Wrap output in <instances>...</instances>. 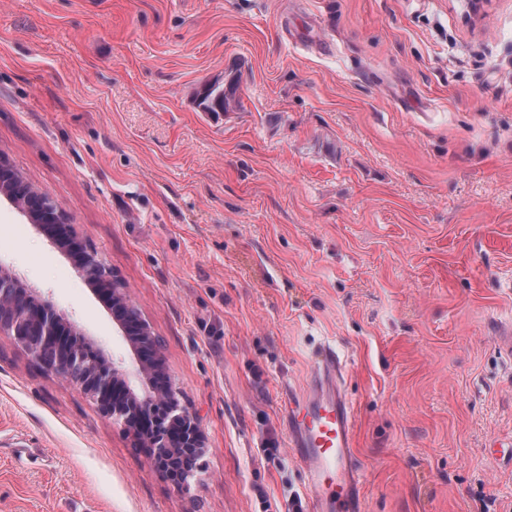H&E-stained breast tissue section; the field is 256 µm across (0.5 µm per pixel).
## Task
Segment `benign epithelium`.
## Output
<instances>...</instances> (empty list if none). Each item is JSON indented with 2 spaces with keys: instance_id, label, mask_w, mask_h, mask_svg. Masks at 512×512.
I'll list each match as a JSON object with an SVG mask.
<instances>
[{
  "instance_id": "obj_1",
  "label": "benign epithelium",
  "mask_w": 512,
  "mask_h": 512,
  "mask_svg": "<svg viewBox=\"0 0 512 512\" xmlns=\"http://www.w3.org/2000/svg\"><path fill=\"white\" fill-rule=\"evenodd\" d=\"M0 194L15 204L23 205L37 223L48 224L74 232L49 197L42 193L19 199L16 190L0 184ZM82 273L87 282L109 295L114 307L127 318L138 322L131 338L133 348L145 354L138 365V374L148 380L158 371L160 346L150 324L138 318L127 303L121 281L113 276L95 253L82 256ZM0 334L32 358L64 379L77 382L97 403L102 414L128 429L138 427L147 412L157 415L159 425L143 446L152 468L157 472L174 469L179 473L176 488L186 490L199 471V461L207 452L206 440L195 414L183 407L178 391L169 380L154 388L150 395L140 397L134 392L120 391L122 370L99 348L89 349L91 341L69 324L44 301L36 303L24 288L0 265Z\"/></svg>"
}]
</instances>
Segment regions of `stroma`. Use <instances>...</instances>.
Wrapping results in <instances>:
<instances>
[{
    "label": "stroma",
    "instance_id": "stroma-1",
    "mask_svg": "<svg viewBox=\"0 0 512 512\" xmlns=\"http://www.w3.org/2000/svg\"><path fill=\"white\" fill-rule=\"evenodd\" d=\"M0 155L122 281L208 448L177 491L0 335V512H310L281 407L327 346L364 512H512V0H0ZM0 265L140 388L1 195ZM198 106L203 112H226L230 106V98L224 92V86L213 83L206 85L200 92Z\"/></svg>",
    "mask_w": 512,
    "mask_h": 512
}]
</instances>
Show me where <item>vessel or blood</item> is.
<instances>
[{
  "mask_svg": "<svg viewBox=\"0 0 512 512\" xmlns=\"http://www.w3.org/2000/svg\"><path fill=\"white\" fill-rule=\"evenodd\" d=\"M341 364L321 351L317 374L286 409L294 455L305 470L311 512H362L351 408L338 384Z\"/></svg>",
  "mask_w": 512,
  "mask_h": 512,
  "instance_id": "b4317fda",
  "label": "vessel or blood"
}]
</instances>
